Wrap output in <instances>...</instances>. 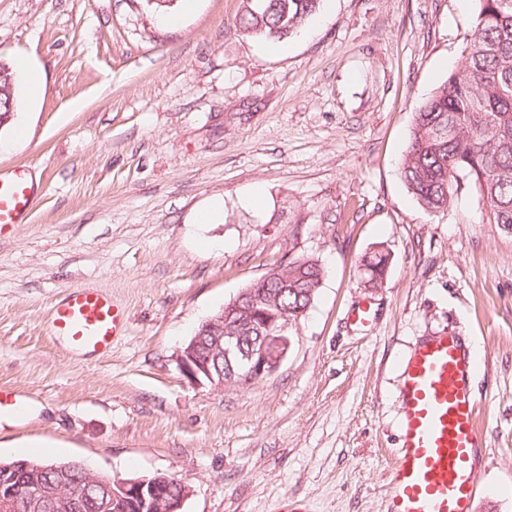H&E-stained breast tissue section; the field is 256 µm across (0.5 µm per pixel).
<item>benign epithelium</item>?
I'll return each mask as SVG.
<instances>
[{"mask_svg": "<svg viewBox=\"0 0 512 512\" xmlns=\"http://www.w3.org/2000/svg\"><path fill=\"white\" fill-rule=\"evenodd\" d=\"M281 294L245 288L204 320L184 344L178 366L190 383L222 391L247 388L274 375L294 343V329L307 314L281 310ZM100 491V512H183L190 488L164 473L119 478L77 462L34 465L0 460V509L78 512L73 475Z\"/></svg>", "mask_w": 512, "mask_h": 512, "instance_id": "1", "label": "benign epithelium"}]
</instances>
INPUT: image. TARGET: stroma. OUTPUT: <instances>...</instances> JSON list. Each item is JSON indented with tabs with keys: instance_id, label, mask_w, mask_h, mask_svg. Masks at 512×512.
<instances>
[{
	"instance_id": "35a3bbf8",
	"label": "stroma",
	"mask_w": 512,
	"mask_h": 512,
	"mask_svg": "<svg viewBox=\"0 0 512 512\" xmlns=\"http://www.w3.org/2000/svg\"><path fill=\"white\" fill-rule=\"evenodd\" d=\"M241 3L176 0L169 25L147 0H0L17 95L0 170L32 188L0 231V388L29 408L0 421V457L166 473L183 512H386L399 362L452 333L480 364L473 512H512V234L472 189L427 213L398 171L474 0H324L279 48L236 30ZM379 244L371 290L359 262ZM301 256L327 276L279 370L191 384L178 356L198 325ZM80 286L127 311L106 355L49 334ZM390 253L384 248L366 253L360 262V271L364 286L381 288L387 278L391 264Z\"/></svg>"
}]
</instances>
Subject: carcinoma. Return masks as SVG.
Wrapping results in <instances>:
<instances>
[{
	"label": "carcinoma",
	"mask_w": 512,
	"mask_h": 512,
	"mask_svg": "<svg viewBox=\"0 0 512 512\" xmlns=\"http://www.w3.org/2000/svg\"><path fill=\"white\" fill-rule=\"evenodd\" d=\"M322 0H244L237 30L282 42L318 13ZM477 33L467 35L459 68L418 107L400 178L427 212L445 213L464 188H473L488 223L512 234V0H476ZM391 264L384 248L360 262L364 285H384ZM325 267L312 257L281 265L280 277L262 287L277 289L288 280L282 310L314 303Z\"/></svg>",
	"instance_id": "cac0c4a2"
}]
</instances>
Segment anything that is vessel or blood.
<instances>
[{"mask_svg": "<svg viewBox=\"0 0 512 512\" xmlns=\"http://www.w3.org/2000/svg\"><path fill=\"white\" fill-rule=\"evenodd\" d=\"M26 173L0 172V228L28 213ZM125 312L97 288H77L56 302L50 335L70 350L108 352ZM476 360L450 333L422 340L401 365V446L392 466L387 512H471L479 478V433L469 387Z\"/></svg>", "mask_w": 512, "mask_h": 512, "instance_id": "1", "label": "vessel or blood"}]
</instances>
